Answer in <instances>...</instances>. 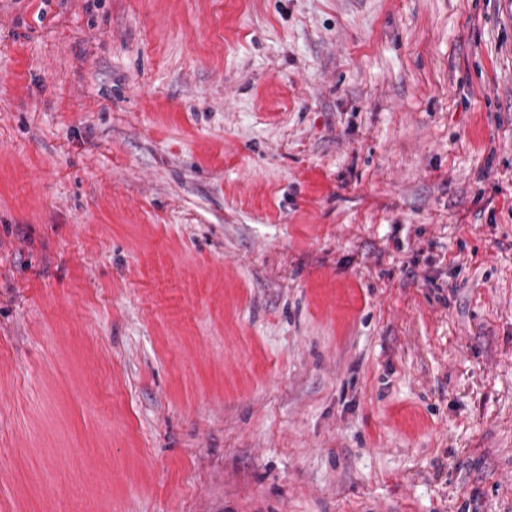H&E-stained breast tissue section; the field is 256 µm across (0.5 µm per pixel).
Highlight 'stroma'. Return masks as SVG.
<instances>
[{"label":"stroma","instance_id":"1","mask_svg":"<svg viewBox=\"0 0 512 512\" xmlns=\"http://www.w3.org/2000/svg\"><path fill=\"white\" fill-rule=\"evenodd\" d=\"M0 512H512V0H0Z\"/></svg>","mask_w":512,"mask_h":512}]
</instances>
